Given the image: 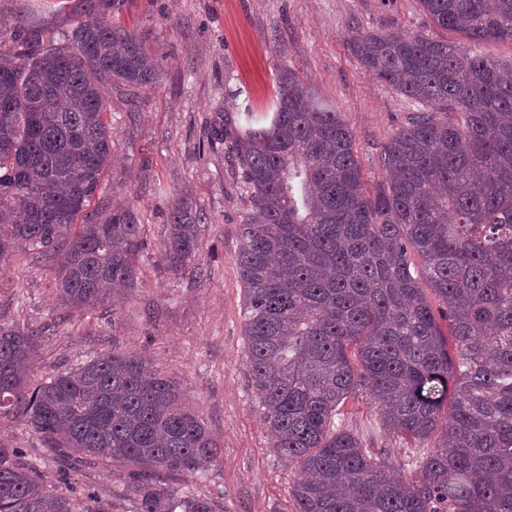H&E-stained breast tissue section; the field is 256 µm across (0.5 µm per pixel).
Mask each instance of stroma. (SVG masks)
Returning a JSON list of instances; mask_svg holds the SVG:
<instances>
[{"instance_id":"stroma-1","label":"stroma","mask_w":512,"mask_h":512,"mask_svg":"<svg viewBox=\"0 0 512 512\" xmlns=\"http://www.w3.org/2000/svg\"><path fill=\"white\" fill-rule=\"evenodd\" d=\"M76 0H0V33L15 17L62 32L77 21ZM108 23L139 34L160 63L155 86L105 94L112 160L100 191L77 223L130 203L146 242L139 280L115 307L64 306L52 259L33 251L0 261V320L38 335L32 376L41 379L109 351L139 352L176 376L182 401L223 446L220 462L196 474L165 476L167 485L215 498L224 512H294L295 469L271 446L257 408L243 333L244 287L236 263L247 199L231 141L212 132L225 116L270 112L282 68L297 72L315 97L342 112L370 185L383 180L380 154L412 107L368 73L354 55L353 32H419L460 41L434 27L418 0H123ZM191 199L206 217L198 266L173 277L159 247L173 196ZM337 426L367 447L407 462L416 442L388 434L374 402L361 395L340 406ZM0 441L25 449L46 480L59 464L23 421L0 422ZM125 468L72 470L70 489L95 493L112 512H134Z\"/></svg>"}]
</instances>
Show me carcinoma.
I'll list each match as a JSON object with an SVG mask.
<instances>
[{"label": "carcinoma", "mask_w": 512, "mask_h": 512, "mask_svg": "<svg viewBox=\"0 0 512 512\" xmlns=\"http://www.w3.org/2000/svg\"><path fill=\"white\" fill-rule=\"evenodd\" d=\"M78 0L61 38L15 20L0 35V259L42 250L64 305L119 303L137 279L140 225L118 206L75 228L112 154L105 92L160 81L141 37ZM460 46L360 32L362 66L415 109L366 189L354 135L291 68L273 109L232 129L240 189L237 264L250 376L272 448L296 468V512H512V62L472 46L512 42V0H419ZM203 213L174 200L161 257L178 275L199 256ZM422 261L433 306L411 272ZM448 321V334L435 312ZM36 334L0 322V419H21L65 463L132 466L135 512H215L163 474L212 465L224 448L183 405L179 383L141 353L105 352L32 383ZM366 394L389 433L430 451L410 469L335 427ZM0 512H108L46 488L21 448L0 442Z\"/></svg>", "instance_id": "cac0c4a2"}]
</instances>
